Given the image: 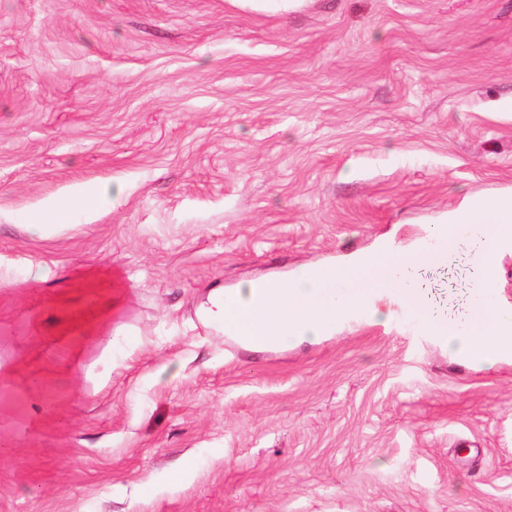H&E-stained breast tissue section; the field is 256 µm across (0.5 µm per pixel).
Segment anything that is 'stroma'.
<instances>
[{
    "instance_id": "35a3bbf8",
    "label": "stroma",
    "mask_w": 512,
    "mask_h": 512,
    "mask_svg": "<svg viewBox=\"0 0 512 512\" xmlns=\"http://www.w3.org/2000/svg\"><path fill=\"white\" fill-rule=\"evenodd\" d=\"M509 192L512 0H0V512H512V360L397 302L231 352L202 311ZM79 202L75 196L63 199L57 205L47 210L40 222L29 225V230L34 234H42L48 227L63 223V216Z\"/></svg>"
}]
</instances>
